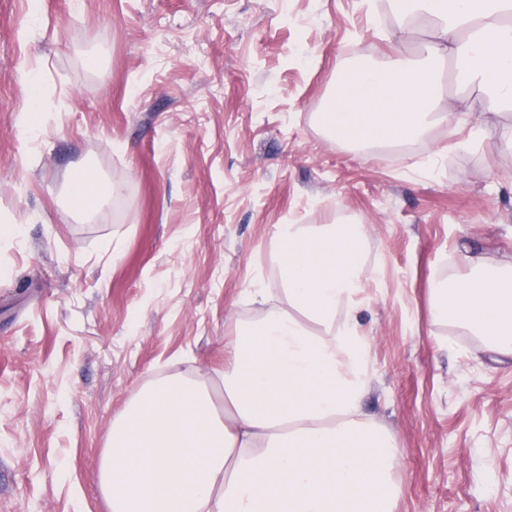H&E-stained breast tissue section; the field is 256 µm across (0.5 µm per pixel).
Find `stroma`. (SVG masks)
<instances>
[{
  "label": "stroma",
  "mask_w": 512,
  "mask_h": 512,
  "mask_svg": "<svg viewBox=\"0 0 512 512\" xmlns=\"http://www.w3.org/2000/svg\"><path fill=\"white\" fill-rule=\"evenodd\" d=\"M432 38L384 0H0V223L22 227L0 239V512H108L95 477L125 402L213 377L227 319L261 311L244 289L278 284L273 225L351 217L394 512H512V365L429 315L465 257L512 256V108L465 150L453 123L367 148L317 123L338 64ZM85 162L124 190L77 219Z\"/></svg>",
  "instance_id": "obj_1"
}]
</instances>
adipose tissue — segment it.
Returning a JSON list of instances; mask_svg holds the SVG:
<instances>
[{
  "mask_svg": "<svg viewBox=\"0 0 512 512\" xmlns=\"http://www.w3.org/2000/svg\"><path fill=\"white\" fill-rule=\"evenodd\" d=\"M401 22L436 35L419 55L352 69L327 111L340 144L423 138L465 113L436 109L437 79H459L512 106V0H389ZM75 210L120 188L85 167L66 182ZM361 224H278L280 299L247 289L262 315L234 320L214 379H152L115 415L97 481L110 512H393L402 493L390 432L368 418L370 343L361 328L367 275ZM430 314L512 358V260L436 282Z\"/></svg>",
  "mask_w": 512,
  "mask_h": 512,
  "instance_id": "ef3b65f1",
  "label": "adipose tissue"
}]
</instances>
